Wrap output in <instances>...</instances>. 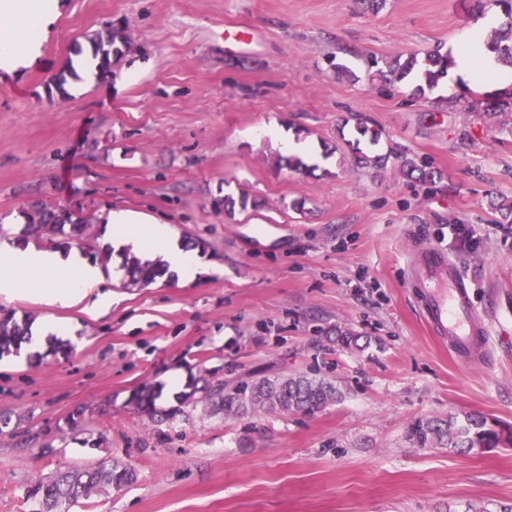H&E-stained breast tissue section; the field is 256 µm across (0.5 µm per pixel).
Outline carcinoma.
I'll return each instance as SVG.
<instances>
[{
	"label": "carcinoma",
	"instance_id": "carcinoma-1",
	"mask_svg": "<svg viewBox=\"0 0 512 512\" xmlns=\"http://www.w3.org/2000/svg\"><path fill=\"white\" fill-rule=\"evenodd\" d=\"M481 12L497 10L502 21L492 29L487 39V49L496 54L497 60L512 67V0H479ZM93 60L98 71L110 69L112 59L129 49V41L121 26L106 24L104 31L88 37ZM454 66L450 53L435 48L427 51L423 58L411 55L384 62L381 67L367 72L368 80L387 88L396 83L411 86V95L424 97L448 79ZM485 115L497 117L496 129L502 134L512 135V102L502 100L485 109ZM381 133L358 123L353 139L347 144L354 151L358 163L378 170L385 168L389 155H368L360 148L367 142L379 145ZM400 168L408 176H417L422 182H434L435 171L421 160L400 158ZM38 219L25 226L24 233L36 237H49L56 250H63L74 240L85 236L86 225L72 219L64 212L37 211ZM164 268L156 263L141 261L136 257L126 261L128 287H144L161 276ZM31 341L28 325L20 324L15 313L0 311V358L18 355ZM198 397V401L211 406L215 412L241 416L248 413H302L313 415L342 397L340 389L324 377H260L241 381L231 388L224 381L203 379V385L193 389L186 398ZM158 393L152 387L144 388L136 396L137 405L148 416L157 413ZM407 440L416 448H448L458 452L475 448L493 450L512 447V429L479 412L462 416L450 413L445 417H421L413 420L407 430ZM131 467L118 461L109 464L99 462L57 472L50 479L40 480L29 489L27 497L35 504H42L44 512H70V507L81 499H88L110 488L121 489L129 485L127 475Z\"/></svg>",
	"mask_w": 512,
	"mask_h": 512
}]
</instances>
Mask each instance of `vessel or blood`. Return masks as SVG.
I'll return each mask as SVG.
<instances>
[{
  "mask_svg": "<svg viewBox=\"0 0 512 512\" xmlns=\"http://www.w3.org/2000/svg\"><path fill=\"white\" fill-rule=\"evenodd\" d=\"M410 269L421 312L434 334L466 361L489 360L486 321L473 307L469 284L447 254L433 246L418 247Z\"/></svg>",
  "mask_w": 512,
  "mask_h": 512,
  "instance_id": "b4317fda",
  "label": "vessel or blood"
}]
</instances>
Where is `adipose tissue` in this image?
Wrapping results in <instances>:
<instances>
[{"label":"adipose tissue","instance_id":"obj_1","mask_svg":"<svg viewBox=\"0 0 512 512\" xmlns=\"http://www.w3.org/2000/svg\"><path fill=\"white\" fill-rule=\"evenodd\" d=\"M60 10L61 0H0V74L13 76L37 62ZM496 24V14L488 13L479 27L458 38L450 80L476 87L512 82V72L496 65L484 48V36ZM139 222L132 212L113 211L106 218V232L116 247L129 246L150 260H161L180 282L195 281L201 272L198 253L179 245L163 226L143 228ZM102 282L101 267L77 253L0 243V296L26 292L69 306L93 294L103 307L107 299L96 293Z\"/></svg>","mask_w":512,"mask_h":512}]
</instances>
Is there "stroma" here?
Listing matches in <instances>:
<instances>
[{
    "instance_id": "obj_1",
    "label": "stroma",
    "mask_w": 512,
    "mask_h": 512,
    "mask_svg": "<svg viewBox=\"0 0 512 512\" xmlns=\"http://www.w3.org/2000/svg\"><path fill=\"white\" fill-rule=\"evenodd\" d=\"M42 56L0 76V241L20 245L35 206L89 221L128 210L166 225L186 247L204 241L203 272L123 285L113 253L103 291L52 306L34 295L0 307L59 324L68 354L0 358V512H32L31 485L118 459L136 473L121 490L70 512H487L512 507V448L413 447L409 423L477 411L512 424V137L472 112L501 87H440L441 104L409 87L381 89L368 57L453 51L480 20L474 0H62ZM130 50L88 71L74 44L106 23ZM353 69L336 77L335 64ZM66 99L51 89L62 72ZM381 133L396 155L441 175L422 184L357 167L344 124ZM300 133L306 171L282 163L264 127ZM336 144L324 154L322 142ZM259 206L231 213L225 197ZM446 252L491 321L494 362L467 363L425 324L408 286L416 246ZM369 339L340 347L336 332ZM317 372L342 391L313 416L233 417L179 405L174 376L232 383ZM155 387V422L133 398ZM82 413L78 428L70 417Z\"/></svg>"
}]
</instances>
